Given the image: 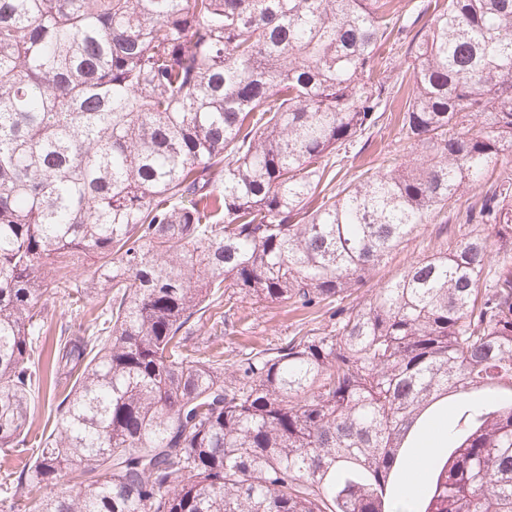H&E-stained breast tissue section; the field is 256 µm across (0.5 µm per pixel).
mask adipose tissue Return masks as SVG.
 Instances as JSON below:
<instances>
[{"instance_id": "ef3b65f1", "label": "adipose tissue", "mask_w": 512, "mask_h": 512, "mask_svg": "<svg viewBox=\"0 0 512 512\" xmlns=\"http://www.w3.org/2000/svg\"><path fill=\"white\" fill-rule=\"evenodd\" d=\"M448 451V417L438 414L432 421L422 438L416 439L409 450L408 466L404 471L407 480L401 487L399 499L408 512H413L422 496V487L425 483V470L438 456Z\"/></svg>"}]
</instances>
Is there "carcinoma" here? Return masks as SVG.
Masks as SVG:
<instances>
[{
    "mask_svg": "<svg viewBox=\"0 0 512 512\" xmlns=\"http://www.w3.org/2000/svg\"><path fill=\"white\" fill-rule=\"evenodd\" d=\"M387 121L412 162L328 191ZM505 153L512 0L414 33L394 0H0V447L36 395L53 414L0 506L391 512L446 396L422 512H512V173L448 224ZM435 218L441 247L362 296ZM55 298L97 315L36 359ZM253 299L304 322L230 363L189 336Z\"/></svg>",
    "mask_w": 512,
    "mask_h": 512,
    "instance_id": "obj_1",
    "label": "carcinoma"
}]
</instances>
